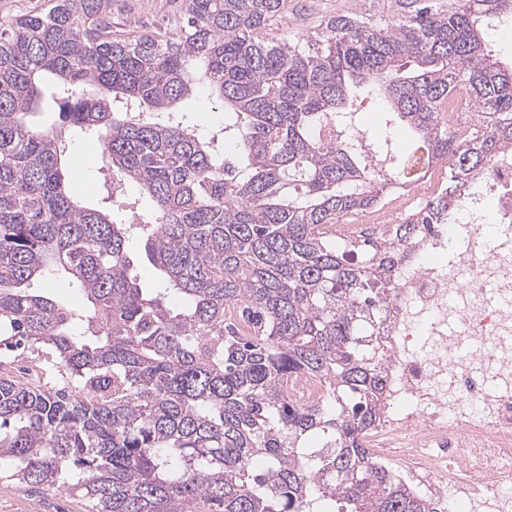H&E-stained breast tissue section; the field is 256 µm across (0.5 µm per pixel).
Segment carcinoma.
Instances as JSON below:
<instances>
[{"instance_id": "1", "label": "carcinoma", "mask_w": 512, "mask_h": 512, "mask_svg": "<svg viewBox=\"0 0 512 512\" xmlns=\"http://www.w3.org/2000/svg\"><path fill=\"white\" fill-rule=\"evenodd\" d=\"M397 2L302 39L266 36L285 0H186L176 34H121L112 0L0 26V474L94 512H438L361 444L382 390L366 346L401 246L512 155V67L485 41L512 0ZM360 83L448 170L445 193L376 238L334 231L400 177L344 137ZM199 84L224 105L205 133L176 111ZM459 92L479 116L463 137ZM57 95L66 128L30 126ZM87 132L110 157L107 196L135 181L153 219L73 199L62 157ZM133 234L161 287L131 274ZM50 277L86 304L52 298ZM24 355L29 383L1 369ZM299 375L318 402L288 394Z\"/></svg>"}]
</instances>
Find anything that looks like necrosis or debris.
<instances>
[{"label": "necrosis or debris", "mask_w": 512, "mask_h": 512, "mask_svg": "<svg viewBox=\"0 0 512 512\" xmlns=\"http://www.w3.org/2000/svg\"><path fill=\"white\" fill-rule=\"evenodd\" d=\"M445 171L410 155L383 208L403 223ZM451 221L403 247L378 320L383 402L362 438L440 512H512V160L479 176ZM495 224L480 223L485 199Z\"/></svg>", "instance_id": "4bbe7bcc"}]
</instances>
